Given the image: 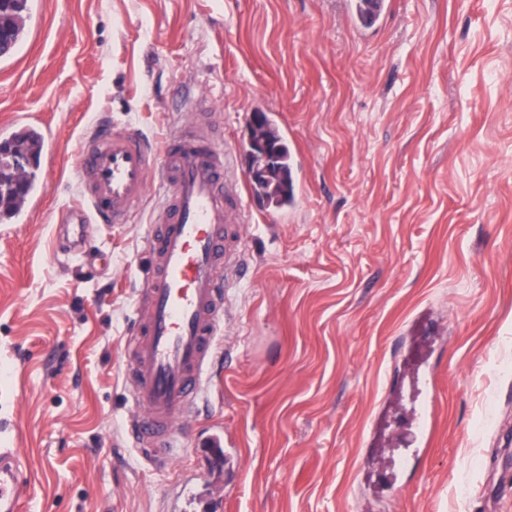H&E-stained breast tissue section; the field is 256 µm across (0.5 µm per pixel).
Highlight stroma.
I'll use <instances>...</instances> for the list:
<instances>
[{
	"label": "stroma",
	"mask_w": 512,
	"mask_h": 512,
	"mask_svg": "<svg viewBox=\"0 0 512 512\" xmlns=\"http://www.w3.org/2000/svg\"><path fill=\"white\" fill-rule=\"evenodd\" d=\"M0 69V123L58 151L33 223L0 238V448L21 512H512V0H45ZM205 92L246 183L253 113L288 128L294 200L246 197L218 365L169 469L124 440L147 199L64 255L78 145L155 143ZM424 450L407 448L414 410ZM233 441L213 467L200 443ZM34 475L18 448H0V511L19 512L30 494Z\"/></svg>",
	"instance_id": "obj_1"
}]
</instances>
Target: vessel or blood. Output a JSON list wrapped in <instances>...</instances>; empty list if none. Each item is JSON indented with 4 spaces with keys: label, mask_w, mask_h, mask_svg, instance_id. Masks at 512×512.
I'll list each match as a JSON object with an SVG mask.
<instances>
[{
    "label": "vessel or blood",
    "mask_w": 512,
    "mask_h": 512,
    "mask_svg": "<svg viewBox=\"0 0 512 512\" xmlns=\"http://www.w3.org/2000/svg\"><path fill=\"white\" fill-rule=\"evenodd\" d=\"M214 109L200 97L159 150L132 128L106 126L84 138L76 165L83 202L61 215L69 252L94 260L91 222L126 224L148 195L159 200L147 239L151 271L140 291L145 309L135 315L125 371L135 404L127 432L141 457L159 470L170 467L182 448L177 428L210 379L224 330L227 285L220 270L240 239L241 209L231 205L225 181L235 155L212 128ZM21 132L28 135L29 168L43 171L55 150L52 137L25 119L0 127V143ZM44 193V181L31 182L0 231L31 223ZM33 481L20 449L0 448V512H20Z\"/></svg>",
    "instance_id": "b4317fda"
}]
</instances>
